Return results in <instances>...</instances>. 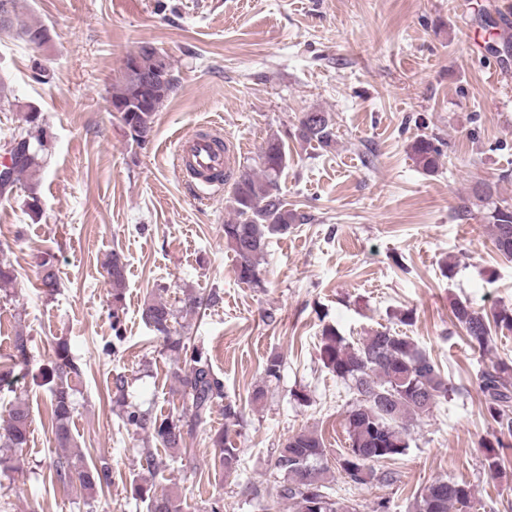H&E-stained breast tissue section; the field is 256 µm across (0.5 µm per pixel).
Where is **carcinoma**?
Returning a JSON list of instances; mask_svg holds the SVG:
<instances>
[{"label": "carcinoma", "mask_w": 512, "mask_h": 512, "mask_svg": "<svg viewBox=\"0 0 512 512\" xmlns=\"http://www.w3.org/2000/svg\"><path fill=\"white\" fill-rule=\"evenodd\" d=\"M15 29L16 35L27 43L41 47L50 38L43 25L16 19V25L0 22V30ZM136 61L141 73L151 80L150 100L141 98L140 84L122 79L120 88L112 95V102L136 108L134 112L120 113L125 136L136 144L144 143L143 135L152 132L156 112L175 91L177 80L169 56L159 57L143 44L127 55ZM24 128L36 130L28 154L15 166L13 182L0 185V197H9L22 187L23 177L39 172L52 149L40 112L22 115ZM297 137L304 143L329 147L336 142L334 119L328 112L312 111L300 119ZM416 163L426 173L438 169L441 157L440 141L433 135L417 138L411 144ZM259 173L241 174L231 192L233 218L224 224V242L235 255L236 279L254 287L261 286V259L268 239L286 235L297 222V215L288 208L281 196L278 181L288 165V152L283 139L269 137L262 147ZM473 194L487 204L485 222L491 228L497 251L512 259V204L494 200L496 188L489 183H478ZM41 284L53 292L59 286L51 255L46 253L38 262ZM111 285L112 332L116 343L122 341L123 294L126 264L121 255L112 253L105 263ZM452 314L462 327L469 345L480 351L491 342L492 330L512 331V308H495L485 312L468 301H457ZM141 318L163 340L164 347L175 361L184 362V368L175 372L183 399L189 402L190 419L173 414L154 415L129 405L124 410L127 425L156 441L171 453L185 447L186 436L195 428L207 424L213 407L224 402V434L214 440L219 449L214 465L228 475H238L239 449L230 438L231 427L240 418L235 402L224 394V382L214 371L207 353L190 346L174 327L175 314L163 301L144 304ZM28 339L17 335L13 352L0 362V391L13 390L19 373L29 365ZM320 357L324 367L346 384L354 394L351 409L345 419L349 441L348 452L336 459V469L358 486L373 482L392 485L398 473L377 472L375 464L394 461L409 448L412 422L430 414L440 403L457 391L451 380L445 379L439 365L418 349L411 337L387 328L375 329L355 342L334 327L323 330ZM284 368L283 358L273 354L264 365V384L256 386L251 404L264 402L265 383L279 381ZM81 368L67 346H61L48 371L50 388L49 424L60 448L73 447L70 421L76 409L75 380ZM479 388L484 397L485 414L497 426L498 436L486 441L485 461L488 470L496 474L501 468L504 450L509 448L501 437L512 438V360L498 359L480 371ZM30 413L21 401L12 405L9 420L0 433L1 448L21 450L28 446ZM275 468L282 474L279 499L290 504L292 512H359L357 506L345 499H334L327 492L331 466L325 455L322 435L316 430L301 429L281 443L277 450ZM79 482L85 490L104 489L112 483V470L106 464L88 465L81 453L68 455L55 465L52 481L69 485ZM132 495L146 503L147 512H185L181 496L173 491L160 495L146 484L133 483ZM475 492L465 480L437 479L424 486L415 496L413 512H469L474 507Z\"/></svg>", "instance_id": "cac0c4a2"}]
</instances>
